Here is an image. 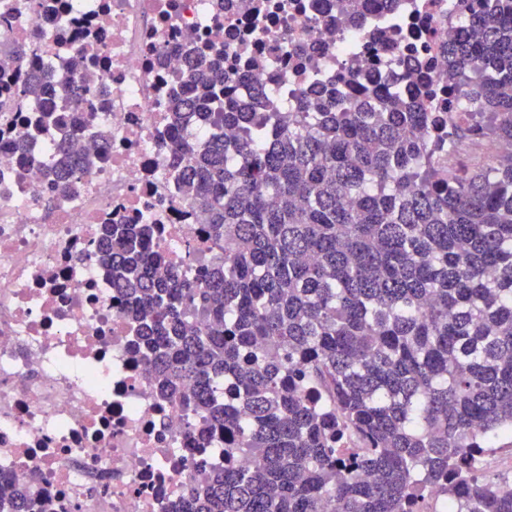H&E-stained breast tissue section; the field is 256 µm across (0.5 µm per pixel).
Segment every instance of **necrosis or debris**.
Masks as SVG:
<instances>
[{"label": "necrosis or debris", "mask_w": 512, "mask_h": 512, "mask_svg": "<svg viewBox=\"0 0 512 512\" xmlns=\"http://www.w3.org/2000/svg\"><path fill=\"white\" fill-rule=\"evenodd\" d=\"M461 18L459 0H391L356 18L336 0H0L12 76L0 91V479L54 512H177L191 455L224 462L223 436L160 393L95 256L111 222L152 225L165 270L183 276L221 253L174 164L167 103L186 53L223 57L237 102L263 86V112L293 111L317 87L346 92L351 77L460 112L445 49ZM75 56L91 77L62 86ZM36 72L58 118L37 134L38 103L17 97ZM64 137L95 157L66 189L42 173Z\"/></svg>", "instance_id": "necrosis-or-debris-1"}]
</instances>
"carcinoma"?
Masks as SVG:
<instances>
[{
  "mask_svg": "<svg viewBox=\"0 0 512 512\" xmlns=\"http://www.w3.org/2000/svg\"><path fill=\"white\" fill-rule=\"evenodd\" d=\"M483 2L448 41L473 112L322 88L240 126L237 158L180 137L186 197L224 247L196 281L157 272L150 225H104L98 261L160 391L224 433V468L193 463L182 512H512L481 470L512 438V154L454 173L441 158L512 145V0ZM178 87L176 133L247 117L216 63ZM92 167L63 145L44 178ZM0 512L33 503L3 484Z\"/></svg>",
  "mask_w": 512,
  "mask_h": 512,
  "instance_id": "carcinoma-1",
  "label": "carcinoma"
}]
</instances>
